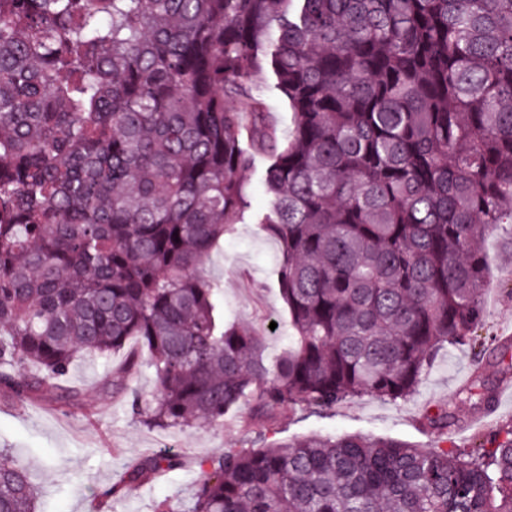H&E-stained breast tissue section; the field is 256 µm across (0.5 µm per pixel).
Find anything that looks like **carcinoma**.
Segmentation results:
<instances>
[{"label":"carcinoma","mask_w":512,"mask_h":512,"mask_svg":"<svg viewBox=\"0 0 512 512\" xmlns=\"http://www.w3.org/2000/svg\"><path fill=\"white\" fill-rule=\"evenodd\" d=\"M259 158L277 357L206 273ZM511 223L512 0H0V384L20 399L74 396L78 355L136 337L155 427L405 401L439 353L486 346L480 241ZM497 388L478 372L460 394L486 411ZM180 465L138 458L102 496ZM37 496L0 451V512ZM157 512H512V422L469 453L361 434L224 452Z\"/></svg>","instance_id":"cac0c4a2"}]
</instances>
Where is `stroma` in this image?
<instances>
[{"instance_id": "obj_1", "label": "stroma", "mask_w": 512, "mask_h": 512, "mask_svg": "<svg viewBox=\"0 0 512 512\" xmlns=\"http://www.w3.org/2000/svg\"><path fill=\"white\" fill-rule=\"evenodd\" d=\"M242 178L251 193V209L244 223L235 225L216 247L208 275L222 287L218 303L225 320L260 331L274 356L287 345L290 333L277 285L279 246L260 234L255 224L268 207L259 172L243 173ZM485 254L486 317L479 334L512 335V228L505 224L492 228L485 236ZM133 353L142 365L134 373H123ZM147 358L134 340L108 360L77 356L68 381L82 394L65 404L41 392L21 401L0 386V448L12 452L34 475L40 488L38 512H154L156 503L170 496L188 501L200 462L230 448H261L296 436L362 433L421 448L468 451L484 431L470 426L474 406L458 399L456 392L475 366H483L486 379L497 377L494 352L480 358L473 349L459 347L441 354L416 394L397 403L364 398L325 412L303 407L257 422L250 421L245 409L220 427L195 422L159 429L144 424L131 407L132 391L149 393L156 386ZM446 402L452 403L461 426L443 439L422 425L421 416L426 407ZM172 453L181 455L183 464L162 481L102 499L103 490L115 482L128 458Z\"/></svg>"}]
</instances>
